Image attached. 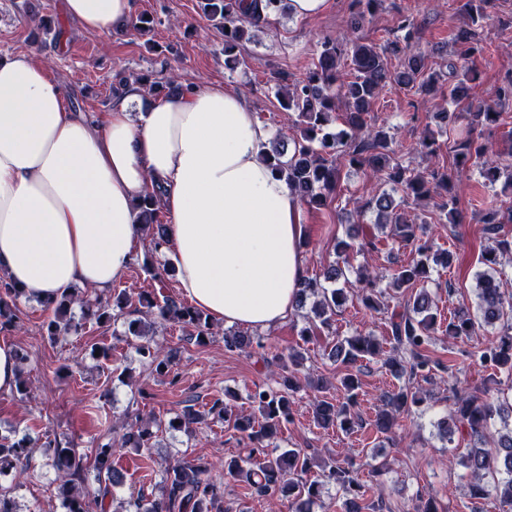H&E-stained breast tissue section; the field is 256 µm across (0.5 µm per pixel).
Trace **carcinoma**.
Wrapping results in <instances>:
<instances>
[{"label": "carcinoma", "instance_id": "1", "mask_svg": "<svg viewBox=\"0 0 512 512\" xmlns=\"http://www.w3.org/2000/svg\"><path fill=\"white\" fill-rule=\"evenodd\" d=\"M260 0H203L202 9L212 20L224 24V54L228 61L239 65V45L251 39L249 29L264 23L259 13ZM358 8L353 34L341 39H328L315 67L293 87L285 90L282 107L297 113L301 125L300 136L291 147L266 152L263 161L285 174L289 189L308 206L320 209L339 185L340 170L336 166V153L358 167L369 169L372 175L391 186L372 201L375 208L390 225L392 243L412 245L417 254L413 261L385 275L370 276L358 273L360 287L346 288L348 277L340 266L333 264L324 269L322 279H306L297 291L295 307L303 309L313 300L312 313L323 326L329 325L336 309L349 300H357L365 309L379 313L382 297L389 288L406 297L402 310L387 316V338L381 343L376 338L358 333L332 343L328 357L345 367L341 377L344 400L335 405L327 399L314 402L313 421L323 429L350 432L358 427L354 409L358 405L359 370L363 361L378 360L400 385L383 394L373 428L387 434L396 425L399 415L419 405L422 398L414 384L417 377L430 372L439 362L432 360L428 349L435 334L441 332L450 339L468 337L484 326L499 327L495 343L476 352V356L507 375H512V293L502 290V284L492 275L500 264V257L512 256V240L500 236L503 224L512 222V209L505 211L490 207L483 211L481 222L487 239L493 242L482 255L480 263L486 270L477 274L479 317L461 307L443 319L438 305L423 288L416 286L429 278L430 270L451 265L448 252L432 251L424 240L422 225L410 219L395 204L394 192L401 191L416 199L432 196L441 198L437 204L440 214L453 222L457 198L451 175L438 169L428 174L403 166L392 157V137L382 126L371 125L366 116L390 82L429 97L447 95L454 102L470 98L475 75L471 70L459 71L453 62H444L437 68L429 66L420 53L406 52L417 31L413 21L404 17L397 31L401 35L377 47L354 36L359 23L372 14L380 0H354ZM487 0H466L463 11L466 21L455 35V54L467 60L484 51L479 27L485 20ZM402 56L401 67L391 70L388 57ZM350 61L352 78L344 86V128L330 130L333 114L339 101L332 92L342 62ZM501 112L492 104H483L471 112V123L480 127L492 126ZM488 146L467 136L456 143L452 165L468 164L480 167L484 181L493 186L499 181L512 186V169L501 167L489 156ZM137 221L144 226L151 250L158 251L165 244V224L162 211L155 200V191L146 190L136 204ZM23 292L0 276V329L18 326L17 301ZM141 317L126 321L124 336L140 358L154 367L159 374L169 370L170 357L154 339V330L165 322H177L189 328V335L199 343L212 334L213 323L208 315L193 306H185L173 299H157L152 294L137 298ZM79 305L81 317H76L73 306ZM132 306L129 296L121 294L115 302L103 300L88 289L68 288L60 297L46 305L52 316L46 322L47 336L51 339L78 336L85 323L115 322L123 310ZM389 344L391 354H385L383 344ZM263 347L262 338L245 331L224 333V347L228 350H249ZM266 367L277 366L284 376L276 388L261 385L247 394L250 405L261 417L257 421L230 405L221 394L207 403L205 415L231 425L249 447L248 458H231L219 473L203 459L172 458L159 463L162 479L157 492L147 497L139 493L127 501L125 512H228L224 509V491L221 485L230 478L242 482L246 488L272 501L286 500L291 512H309L312 503L322 494L324 484H332L342 492L345 508L357 505L366 493L359 478L358 468L347 458L338 465L328 467L324 480H308L304 475L315 464L314 458L302 448H288L281 452L274 443L283 429L293 423L292 393L299 388L302 363L299 354H288V360L274 355L262 357ZM512 417V402L493 401L477 392L456 393L448 416L438 422L440 433L453 441L455 434L470 437L476 443L461 456L460 465L469 470L473 481L470 496L482 500L490 497L512 503V427H504L499 436L492 434L495 418ZM202 414L189 410L168 421L140 418L123 425L117 447L102 446L93 460H88L78 446L65 436L45 431L36 441L25 437L13 440L0 436V475L15 472L19 478L31 468L33 449H41L47 465L57 474L58 497L65 512H109L116 487L122 485L123 475L115 467L113 456L117 451L136 455L155 446L156 431L167 425L170 430L192 434ZM94 471V487L87 493L85 472Z\"/></svg>", "mask_w": 512, "mask_h": 512}]
</instances>
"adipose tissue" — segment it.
Returning a JSON list of instances; mask_svg holds the SVG:
<instances>
[{
    "label": "adipose tissue",
    "instance_id": "ef3b65f1",
    "mask_svg": "<svg viewBox=\"0 0 512 512\" xmlns=\"http://www.w3.org/2000/svg\"><path fill=\"white\" fill-rule=\"evenodd\" d=\"M63 10L104 34L135 0ZM269 139L224 85L154 97L130 83L98 120L68 109L35 56L0 57V275L38 301L76 284L107 292L145 238L133 204L155 184L181 293L222 325H278L306 268L302 203L262 161Z\"/></svg>",
    "mask_w": 512,
    "mask_h": 512
}]
</instances>
